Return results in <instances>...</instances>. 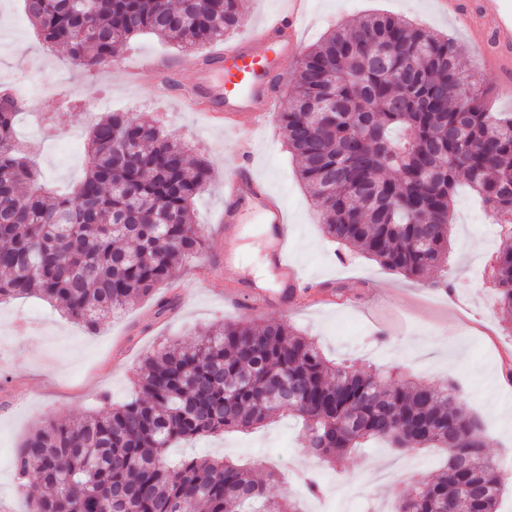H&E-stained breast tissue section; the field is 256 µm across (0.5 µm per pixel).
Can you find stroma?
Wrapping results in <instances>:
<instances>
[{
	"instance_id": "1",
	"label": "stroma",
	"mask_w": 512,
	"mask_h": 512,
	"mask_svg": "<svg viewBox=\"0 0 512 512\" xmlns=\"http://www.w3.org/2000/svg\"><path fill=\"white\" fill-rule=\"evenodd\" d=\"M373 14L397 16L457 40L465 48L471 82L489 90L491 110L512 112V93L501 91L496 74L477 61L478 32L456 25L434 0H313L301 47L309 49L336 26ZM183 55L177 44L138 36L114 57L124 71H85L72 65L65 49L42 43L23 16L21 0H0V83L18 84L26 96L17 135L47 185L63 189L84 175V143L94 113L158 117L165 132L187 143L211 170L195 206L201 255L184 261L171 283L136 300L97 332H87L36 296L0 304V335L12 344L0 361V504L28 512L11 459L40 418L77 421L101 409L103 401L123 404L137 391L141 361L158 345L186 343L221 321L242 318L258 325L290 322L329 358L349 361L360 371L379 368L430 385L461 384V406L480 420L489 456L501 465L504 455H512V382L503 381L512 365V328L496 314L491 269L505 244L496 216L467 187H459L447 268L422 280L405 278L331 242L282 131L260 133L253 142V168L288 210L290 257L304 279L326 283L334 297L313 293L288 310L245 313L226 298L225 287L253 281L271 247L257 219L247 218L248 231L236 241L241 264L225 273L224 239L216 231L226 163L239 144L205 113L166 96L159 72L140 68L151 58ZM130 69L138 78L127 77ZM161 296L176 297L177 309L159 314ZM170 453L177 459L226 458L253 467L260 477L275 469L279 478L269 484L270 495H296L304 512H314L316 504L301 487L305 472L317 473L335 512H390L395 497L434 476L445 461L435 448L401 451L376 444L334 470L307 449L300 422L288 415L250 431L180 444Z\"/></svg>"
}]
</instances>
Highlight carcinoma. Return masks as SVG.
<instances>
[{
  "mask_svg": "<svg viewBox=\"0 0 512 512\" xmlns=\"http://www.w3.org/2000/svg\"><path fill=\"white\" fill-rule=\"evenodd\" d=\"M49 47L80 68L107 66L133 37L186 47L224 40L238 0H24ZM464 48L390 15L331 32L302 58L281 113L288 149L326 236L421 279L448 265L451 210L465 182L512 217V113L491 112L466 85ZM0 85V303L36 295L95 332L106 318L199 256L193 205L211 170L154 119L109 112L89 129L88 168L66 194L38 185L17 142L25 99ZM497 315L512 325V246L492 266ZM139 397L76 422L45 418L13 459L33 512H299L231 460L168 462L167 448L243 431L288 410L308 449L329 465L371 439L441 448L442 470L407 489L395 512H497L501 477L457 390L329 360L286 321L247 320L166 346L139 368ZM38 476L47 489L27 483Z\"/></svg>",
  "mask_w": 512,
  "mask_h": 512,
  "instance_id": "obj_1",
  "label": "carcinoma"
}]
</instances>
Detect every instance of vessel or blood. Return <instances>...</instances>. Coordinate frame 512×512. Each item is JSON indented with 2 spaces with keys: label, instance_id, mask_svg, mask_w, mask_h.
I'll return each instance as SVG.
<instances>
[{
  "label": "vessel or blood",
  "instance_id": "1",
  "mask_svg": "<svg viewBox=\"0 0 512 512\" xmlns=\"http://www.w3.org/2000/svg\"><path fill=\"white\" fill-rule=\"evenodd\" d=\"M442 10L469 29L481 30L479 53L494 70L500 88L512 91V0H439ZM311 0H285L274 18L250 27L247 37L215 50L207 65L189 60L179 65L176 96L199 107L204 92L215 91L224 107V127L239 138L240 151L230 162L224 180V269L234 270L238 255L232 245L245 212L270 225L274 248L272 263L284 286L276 293L239 289L234 293L244 309L296 304L305 282L288 256V215L276 195L252 170L250 143L267 121L277 101L282 63L300 44V31L310 13Z\"/></svg>",
  "mask_w": 512,
  "mask_h": 512
}]
</instances>
